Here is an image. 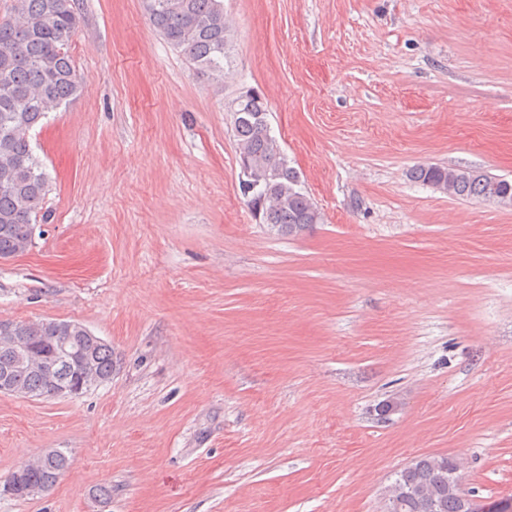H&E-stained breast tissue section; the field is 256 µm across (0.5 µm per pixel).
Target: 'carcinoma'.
I'll list each match as a JSON object with an SVG mask.
<instances>
[{
    "label": "carcinoma",
    "mask_w": 512,
    "mask_h": 512,
    "mask_svg": "<svg viewBox=\"0 0 512 512\" xmlns=\"http://www.w3.org/2000/svg\"><path fill=\"white\" fill-rule=\"evenodd\" d=\"M150 24L193 64L206 79L224 75L230 58L234 30L224 16V0H141ZM13 22L0 23V257L25 252L32 244L35 225L44 219L43 201L50 177L30 141V132L48 114L76 99L80 93L67 47L80 23L75 0H14ZM21 42V57L11 56ZM243 112H266L267 103L253 91L236 96ZM238 160L250 162L262 175L261 190L245 198L255 218L272 230L288 236L300 235L322 221V215L302 189L295 168L289 166L280 143L261 124L233 122ZM411 177L453 197L490 203L507 188L495 184L487 173L463 175V170L418 165ZM56 321L15 323L29 336L31 358L49 351L45 337L56 335ZM96 373L112 377V347L104 344L93 352ZM74 364L51 363L47 369L33 367L18 372L16 382L31 396L51 398L54 384L69 380ZM436 457L424 456L398 472L410 491L401 512H460L459 502L448 489L435 488V501L419 494L429 481ZM69 458L62 450L50 463L32 464L27 479L44 488L53 486L68 470Z\"/></svg>",
    "instance_id": "1"
}]
</instances>
